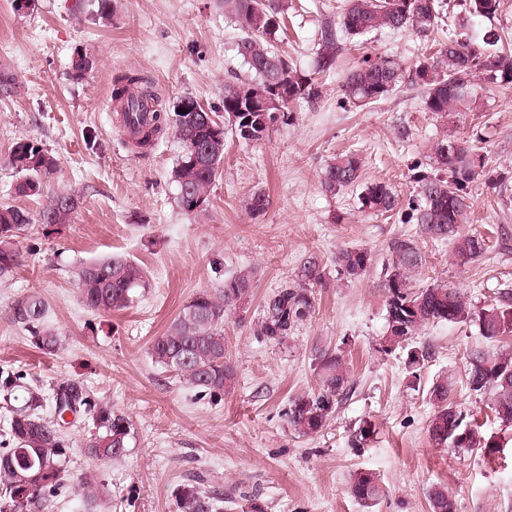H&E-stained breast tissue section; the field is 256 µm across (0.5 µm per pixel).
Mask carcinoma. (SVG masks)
<instances>
[{"label": "carcinoma", "instance_id": "obj_1", "mask_svg": "<svg viewBox=\"0 0 512 512\" xmlns=\"http://www.w3.org/2000/svg\"><path fill=\"white\" fill-rule=\"evenodd\" d=\"M404 0H346L340 27L351 36H363L379 29H411L428 34L443 19L439 0H413L406 10ZM224 12L237 23L241 35L237 47L254 78L224 85V118L231 131L246 143H260L271 126L287 116L289 105L298 99L320 97L313 79L293 68L277 50L275 43L282 30L288 0H220ZM500 0H468L470 13L489 17L496 14ZM502 38L493 32L482 41L450 39L428 60L408 68L400 60L384 55L366 59L354 67L342 85L352 102L363 105L375 102L396 86L407 81L423 89L424 108L447 125L461 112L479 109L472 79L483 73L492 80L512 83V50L499 45ZM336 59V41L332 33L324 35L318 63L324 70ZM278 86L288 93L282 99L283 112L271 108L266 112H243L232 120L247 103L258 102ZM112 104L124 112L126 121L145 125L138 148L154 144L157 136L173 129L181 146L178 163L172 172L177 187V204L184 214L199 218L206 214L210 192L224 159V125L213 113H170L160 103L151 83L144 77L125 71L113 78ZM431 165L448 172L447 177L421 171L415 176L419 187V204L412 208V218L425 233L452 242L451 259L467 265L486 249L485 238L460 231L473 206L469 183L476 172L485 168L480 148L448 133L431 148ZM9 163L21 179L15 194L39 197L44 184L56 168L55 158L31 140L13 144ZM362 159L353 153L339 155L321 172L323 190L331 195L359 184ZM361 208L383 215L398 207V199L384 182L365 186L360 196ZM80 197L59 192L47 197L38 213L41 224H69L79 208ZM30 224L28 212L8 205L0 206V278L13 273L20 261L17 238ZM340 273L350 279L362 276L372 262L364 248L340 250L335 258ZM422 267V256L406 238H395L388 246L383 281L386 294V334L380 351L390 354L409 344L430 323L473 322L481 336L497 340L512 332V306L495 304L478 310L469 306L465 296L446 284L428 287L413 285ZM76 288L85 306L94 311H122L134 301L136 290L149 286L146 270L137 262L113 255L83 263L74 271ZM325 283V271L317 258L310 256L301 264L297 280L270 296L256 323V335L283 344L294 327L306 319L315 305L312 288ZM254 284V272L242 269L224 280L217 288L198 290L183 305L165 333L149 347L153 363L173 371L201 396L218 397L234 377L233 367L225 360L224 316L247 298ZM46 305L38 294H31L13 308V320L29 332L35 348L53 354L62 346L59 333L46 324ZM318 388L295 396L282 413L287 426L299 437H312L325 427L339 402L352 391L343 358L336 353L316 356ZM23 370L0 369V393L24 387ZM466 380L470 391L492 393L494 418L512 426V352L503 353L475 348L468 355ZM446 380L433 383L429 390L434 412L428 434L432 444L445 445L463 452L479 451L495 457L501 444L494 436H482L465 422V414L448 401ZM52 414L42 415L45 394L28 391L18 406L9 410L6 439L0 451V512H50L52 498L64 486L69 463V445L65 430L72 421L66 418L91 416L95 432L87 441L89 459L107 464L121 459L127 452L132 424L129 418L96 402L76 379H60L51 388ZM42 472L41 481L23 484L21 475ZM350 491L365 505L373 504L383 494L376 476L358 471L351 478ZM176 512H224V492L188 479L175 493Z\"/></svg>", "mask_w": 512, "mask_h": 512}]
</instances>
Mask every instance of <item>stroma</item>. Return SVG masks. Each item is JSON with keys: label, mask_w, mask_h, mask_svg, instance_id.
<instances>
[{"label": "stroma", "mask_w": 512, "mask_h": 512, "mask_svg": "<svg viewBox=\"0 0 512 512\" xmlns=\"http://www.w3.org/2000/svg\"><path fill=\"white\" fill-rule=\"evenodd\" d=\"M344 5L292 0L278 49L291 67L315 74L321 95L294 101L262 143L226 135L209 212L194 219L178 207L171 181L176 139L168 133L148 152L134 151L112 112V79L131 70L151 82L166 107L189 96L221 110L225 83L251 77L237 53L233 17L216 0H30L22 10L15 0H0V75L18 83L0 96V204L33 216L41 206L14 192L19 175L7 156L19 140L37 142L56 158L49 190L81 199L72 223L29 224L18 244L19 266L0 279V368L23 370L30 386L45 390L61 378L79 380L132 422L126 456L99 467L85 451L91 417L68 429L67 481L51 512H176L175 491L191 473L263 512H431L437 488L447 489L455 512H512V428L495 420L488 396L471 392L465 380L471 349L512 350V334L491 343L469 322L427 325L414 340L429 353L415 376L405 350L379 349L392 239H410L420 252L416 286L459 289L477 309L512 294V84L479 75L480 111L455 120L457 137L481 140L486 157L470 184L473 208L465 226L485 238L486 250L465 266L453 264L450 241L429 238L410 220L419 198L415 170L428 164L430 146L444 133L425 111L421 89L405 83L365 107L347 102L341 91L347 72L368 56L412 64L435 39L479 41L489 32L512 39V0H501L489 18L471 15L466 0H446L447 22L432 40L409 29L340 34L333 67L318 71L320 33L338 28ZM79 52L92 68L78 79L72 60ZM344 153L363 159V184L390 185L399 201L393 214L361 211L360 186L333 196L323 191L322 168ZM500 173L510 181L492 188L489 178ZM258 191L269 205L255 216L246 204ZM347 247L372 255L361 278L337 271L336 254ZM115 254L143 265L150 286L126 310H88L73 272L81 262ZM311 255L327 273L314 291L313 311L286 344L262 341L254 329L265 301L292 284ZM245 267L255 285L224 321L235 376L223 396L203 398L157 367L148 348L193 293ZM32 293L44 299L49 325L64 338L55 354L34 348L12 318L13 307ZM324 350L342 355L352 394L320 433L300 438L282 413L293 397L316 388L313 364ZM443 378L450 401L474 428L499 436L495 459L431 443L429 389ZM367 423L370 437L356 443ZM93 469L105 488L90 509L81 481ZM360 470L376 473L384 490L369 506L349 491Z\"/></svg>", "instance_id": "1"}]
</instances>
